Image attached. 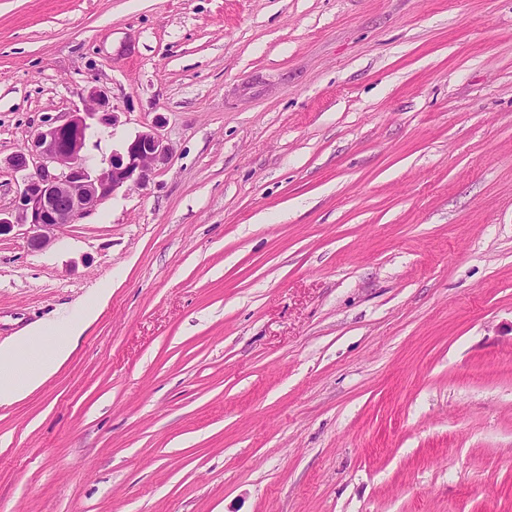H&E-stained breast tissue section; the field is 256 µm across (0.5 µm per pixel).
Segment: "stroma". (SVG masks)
<instances>
[{
	"label": "stroma",
	"mask_w": 512,
	"mask_h": 512,
	"mask_svg": "<svg viewBox=\"0 0 512 512\" xmlns=\"http://www.w3.org/2000/svg\"><path fill=\"white\" fill-rule=\"evenodd\" d=\"M104 90L172 154L32 249L0 512H512V0H0L6 160ZM99 299L77 307L64 323L33 325L26 333L0 342V406L38 389L68 358L71 343L97 314Z\"/></svg>",
	"instance_id": "stroma-1"
}]
</instances>
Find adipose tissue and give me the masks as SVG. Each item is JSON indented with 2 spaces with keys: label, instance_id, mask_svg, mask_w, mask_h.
Segmentation results:
<instances>
[{
  "label": "adipose tissue",
  "instance_id": "obj_1",
  "mask_svg": "<svg viewBox=\"0 0 512 512\" xmlns=\"http://www.w3.org/2000/svg\"><path fill=\"white\" fill-rule=\"evenodd\" d=\"M97 309V303L82 304L66 322L37 324L23 335L0 342V406L23 399L52 376Z\"/></svg>",
  "mask_w": 512,
  "mask_h": 512
}]
</instances>
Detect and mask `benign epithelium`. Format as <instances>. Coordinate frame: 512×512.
<instances>
[{
	"label": "benign epithelium",
	"mask_w": 512,
	"mask_h": 512,
	"mask_svg": "<svg viewBox=\"0 0 512 512\" xmlns=\"http://www.w3.org/2000/svg\"><path fill=\"white\" fill-rule=\"evenodd\" d=\"M83 101L93 106L47 122L31 143L8 159L9 167L21 175L22 189L12 209H0V237L26 226L29 245L42 249L57 228L75 223L123 188L145 187L168 162L171 148L151 126L102 164H92L86 148L94 124L108 126L117 116L106 109L105 95L96 88L88 90Z\"/></svg>",
	"instance_id": "obj_1"
}]
</instances>
